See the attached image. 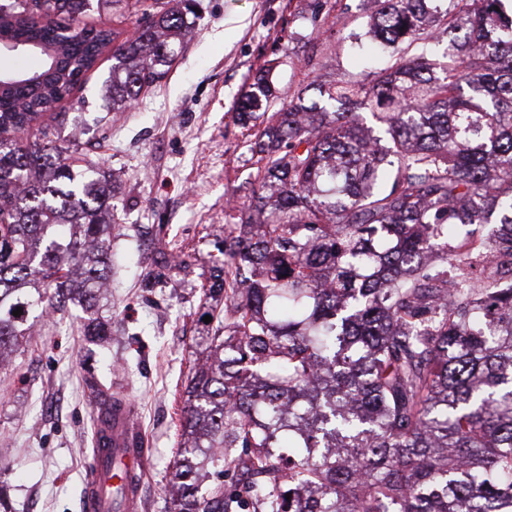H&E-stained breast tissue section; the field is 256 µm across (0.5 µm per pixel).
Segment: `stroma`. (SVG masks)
<instances>
[{
    "label": "stroma",
    "instance_id": "35a3bbf8",
    "mask_svg": "<svg viewBox=\"0 0 512 512\" xmlns=\"http://www.w3.org/2000/svg\"><path fill=\"white\" fill-rule=\"evenodd\" d=\"M193 33L158 82L120 119L105 95L103 57L75 97L85 106L79 146L121 179L112 200V288L97 308L107 338L84 334L79 305L38 318L26 345L0 370V490L12 512H82L94 446L89 377L136 408L148 469L140 512H167L180 451L188 376L214 323L204 290L222 264L229 203L256 186V126L236 105L268 71L272 109L312 81L366 80L385 63L357 39L368 0H195Z\"/></svg>",
    "mask_w": 512,
    "mask_h": 512
}]
</instances>
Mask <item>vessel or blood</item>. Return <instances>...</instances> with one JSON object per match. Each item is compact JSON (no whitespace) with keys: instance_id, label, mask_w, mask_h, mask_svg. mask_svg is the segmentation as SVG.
I'll use <instances>...</instances> for the list:
<instances>
[{"instance_id":"b4317fda","label":"vessel or blood","mask_w":512,"mask_h":512,"mask_svg":"<svg viewBox=\"0 0 512 512\" xmlns=\"http://www.w3.org/2000/svg\"><path fill=\"white\" fill-rule=\"evenodd\" d=\"M93 456L97 470L84 478L93 492L88 512H138L140 478L147 459L135 440L130 406H122L112 423L111 447L96 445Z\"/></svg>"}]
</instances>
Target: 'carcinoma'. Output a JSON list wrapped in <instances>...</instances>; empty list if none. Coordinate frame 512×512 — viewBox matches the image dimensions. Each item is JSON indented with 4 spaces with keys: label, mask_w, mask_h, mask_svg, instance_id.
<instances>
[{
    "label": "carcinoma",
    "mask_w": 512,
    "mask_h": 512,
    "mask_svg": "<svg viewBox=\"0 0 512 512\" xmlns=\"http://www.w3.org/2000/svg\"><path fill=\"white\" fill-rule=\"evenodd\" d=\"M110 2L0 0V40L42 57L0 86V368L35 301L91 307L109 283L119 177L58 143L57 105L109 52L113 111L131 107L191 34L189 0H134L146 24L119 42L84 22ZM370 2L396 59L319 87L335 110L268 113L264 72L238 104L263 125L258 193L231 206L168 512H512V10Z\"/></svg>",
    "instance_id": "cac0c4a2"
}]
</instances>
